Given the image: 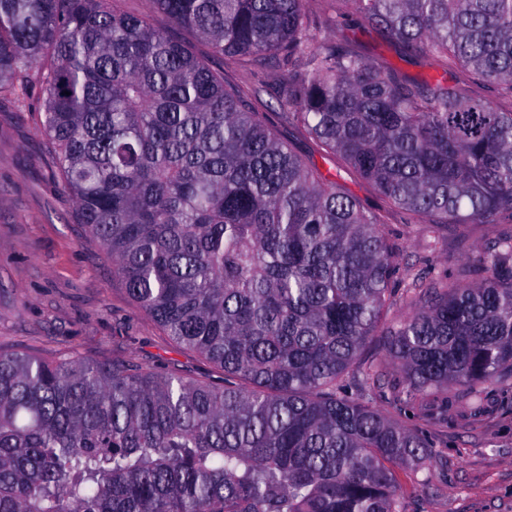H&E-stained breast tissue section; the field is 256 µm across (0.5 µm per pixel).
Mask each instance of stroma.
<instances>
[{
  "label": "stroma",
  "instance_id": "stroma-1",
  "mask_svg": "<svg viewBox=\"0 0 512 512\" xmlns=\"http://www.w3.org/2000/svg\"><path fill=\"white\" fill-rule=\"evenodd\" d=\"M338 39L357 45L364 56L404 74L428 78L440 73L432 60L361 26L346 13ZM194 51L227 85L251 97L257 111L306 161L332 173L337 183L368 211L379 214L388 237L404 248L403 277L456 276L477 252L512 233V224L442 227L430 237L420 224L393 209L373 184L341 159L325 155L316 141L288 118L293 107L276 89L288 72L274 59L250 66L217 57L205 43ZM40 93L31 109L0 105V349L45 359L92 360L102 365L124 360L156 373H176L219 383L223 370L185 349L146 316L112 273L105 248L76 217V203L64 191L47 150ZM464 388L449 383L448 419L424 425L418 409L407 411L410 425L427 426L437 466L427 491L416 485L424 473L399 467L395 477L405 493L407 512H512V385L488 386L485 405L473 412Z\"/></svg>",
  "mask_w": 512,
  "mask_h": 512
}]
</instances>
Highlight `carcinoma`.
<instances>
[{"label":"carcinoma","instance_id":"obj_1","mask_svg":"<svg viewBox=\"0 0 512 512\" xmlns=\"http://www.w3.org/2000/svg\"><path fill=\"white\" fill-rule=\"evenodd\" d=\"M116 2L0 0V97L24 109L39 86L80 223L224 383L0 351V512H406L394 468L432 467L433 442L377 402L438 411L458 382L478 410L512 379V234L474 282L397 288L377 216ZM308 2L150 0L216 55L277 57L296 122L414 223L512 221V109L472 90L512 98V0H349L382 39L446 59L429 79L320 36ZM401 290L423 305L361 360Z\"/></svg>","mask_w":512,"mask_h":512}]
</instances>
